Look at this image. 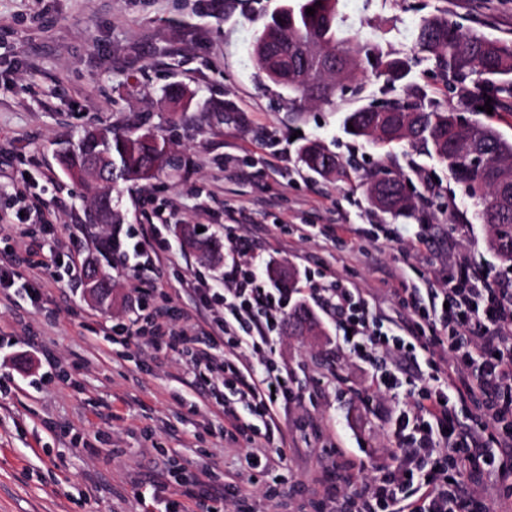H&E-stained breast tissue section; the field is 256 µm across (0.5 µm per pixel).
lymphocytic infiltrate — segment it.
Listing matches in <instances>:
<instances>
[{
    "label": "lymphocytic infiltrate",
    "mask_w": 512,
    "mask_h": 512,
    "mask_svg": "<svg viewBox=\"0 0 512 512\" xmlns=\"http://www.w3.org/2000/svg\"><path fill=\"white\" fill-rule=\"evenodd\" d=\"M235 251L224 266L223 290L200 295L224 307L214 331L163 321L152 284L139 290L142 326L111 330L221 376L225 388L267 419L293 397L273 347L292 295L264 283V261L246 239L236 238ZM387 293L404 311L406 335L385 332L375 307L343 280L309 291L335 315L350 358L372 369L375 392L403 401L388 420L395 448L368 478L346 468L350 490L337 499L336 512H487L486 500L466 487L485 492L512 479V276L463 261L441 285L424 291L399 276ZM458 401L475 404L489 425L467 427L452 412Z\"/></svg>",
    "instance_id": "f902f5d3"
}]
</instances>
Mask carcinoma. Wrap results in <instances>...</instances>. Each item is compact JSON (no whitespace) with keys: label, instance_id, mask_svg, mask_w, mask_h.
<instances>
[{"label":"carcinoma","instance_id":"1","mask_svg":"<svg viewBox=\"0 0 512 512\" xmlns=\"http://www.w3.org/2000/svg\"><path fill=\"white\" fill-rule=\"evenodd\" d=\"M339 2L300 0L297 6L272 16L252 46L259 71L272 83L294 93V101L301 109L310 103H333L336 91L349 80L382 79L393 87L410 74L407 59L383 50L361 31L338 37ZM308 7L315 8L314 15L306 14ZM270 44L277 45L290 61L299 48L309 50L312 66L322 65L325 56L333 57L336 68L325 79L330 89L293 75L282 76L268 62L266 48ZM416 45L435 61L448 80L472 77L480 91L512 97V41L464 32L448 18L432 15L419 21ZM344 123L354 127L349 135L364 138L378 148L402 142L432 146L456 180L465 184L473 201V218L491 231L490 248L502 263L512 264V142L488 124L458 123L454 109L427 102L423 97L361 107L347 113ZM168 151L166 140L151 131L91 127L76 143L63 147L58 160L65 171L79 179L90 175V155L101 162L110 160L114 169L112 184L116 186L164 171L169 166ZM300 157L316 174L349 177L344 162L316 143L302 146ZM402 187L403 181L392 177L366 182L370 202L388 212L411 207ZM189 240L205 261L219 260L220 241L197 232L190 234ZM84 285L101 304L112 296V277L103 269L84 275ZM287 323L300 333L313 325L310 311L301 303L288 314Z\"/></svg>","mask_w":512,"mask_h":512}]
</instances>
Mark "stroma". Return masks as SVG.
Wrapping results in <instances>:
<instances>
[{"mask_svg":"<svg viewBox=\"0 0 512 512\" xmlns=\"http://www.w3.org/2000/svg\"><path fill=\"white\" fill-rule=\"evenodd\" d=\"M297 0H0V216L40 196L54 209L57 229L0 223V243L23 251L44 238L69 251L79 268L57 287L47 269L21 267L46 294L31 304L21 285L0 294V374L15 379L0 392V512H164L179 500L171 477L186 471L209 490L240 483L249 492L242 512H334L326 495L343 461L376 465L394 442L387 421L396 400L368 388L371 375L348 356L331 318L314 316L315 336L281 334L276 357L297 394L273 417L283 436L278 498L250 481L246 442L224 438V408L192 366L137 340L106 339L103 327L132 324L138 281L151 280L170 306L210 328L224 314L197 310V289L221 285L223 265L198 262L180 239L203 228L231 256L233 237L293 272L299 290L336 279L378 299L386 328L404 316L384 294L386 271L402 270L419 285L436 284L456 262L494 273L511 267L489 248V232L471 222L464 186L428 146L372 148L347 135V112L403 97L453 105L465 119L492 125L512 140V99L484 112L472 79L449 82L415 44L420 19L443 14L462 28L512 39V0H341L339 26L362 30L382 48L406 56L411 73L390 88L371 80L337 94L334 105L296 111L287 90L265 79L251 49L264 23ZM186 97L174 105L169 84ZM469 97H461V90ZM136 127L163 134L173 165L156 178L112 191L121 227L168 221L157 238L158 262L138 276L133 256H104L109 224H91L85 185L58 163L62 144L86 126ZM317 141L350 168L349 178L320 177L302 167L301 145ZM399 176L411 188L413 211L391 214L371 206L370 177ZM469 218L448 233L449 215ZM390 224H428L435 243L388 241ZM110 272L112 301L98 303L82 284L81 266ZM340 447L344 456L332 455Z\"/></svg>","mask_w":512,"mask_h":512,"instance_id":"35a3bbf8","label":"stroma"}]
</instances>
